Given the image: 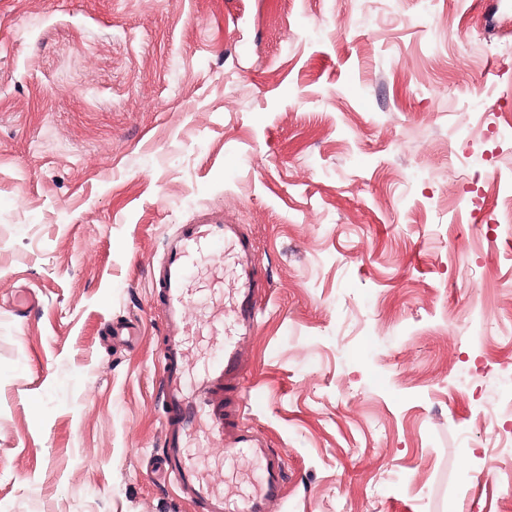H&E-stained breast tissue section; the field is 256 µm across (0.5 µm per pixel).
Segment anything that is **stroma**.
<instances>
[{
  "mask_svg": "<svg viewBox=\"0 0 512 512\" xmlns=\"http://www.w3.org/2000/svg\"><path fill=\"white\" fill-rule=\"evenodd\" d=\"M510 124L512 0H0V512H199L149 472V272L206 212L270 282L244 421L288 467L275 512H507L477 408L512 393Z\"/></svg>",
  "mask_w": 512,
  "mask_h": 512,
  "instance_id": "1",
  "label": "stroma"
}]
</instances>
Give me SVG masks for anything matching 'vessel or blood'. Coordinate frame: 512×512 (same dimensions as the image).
Masks as SVG:
<instances>
[{"label": "vessel or blood", "mask_w": 512, "mask_h": 512, "mask_svg": "<svg viewBox=\"0 0 512 512\" xmlns=\"http://www.w3.org/2000/svg\"><path fill=\"white\" fill-rule=\"evenodd\" d=\"M227 244L235 251L237 266L233 321L225 323L223 312H216L212 330L220 341V354L193 374L185 350L187 272L199 257ZM150 283L162 314L158 395L164 448L154 463L158 480L173 486L179 498L199 505L202 512H273L285 497L288 469L267 438L240 420L249 399L245 385L249 364L243 345L259 329L260 300L268 286L257 268L249 236L241 225L213 216L177 225L165 241L163 258L154 266ZM195 436L222 445L225 461L256 463L261 472L257 489L230 497L214 486L187 454L188 442Z\"/></svg>", "instance_id": "vessel-or-blood-1"}]
</instances>
